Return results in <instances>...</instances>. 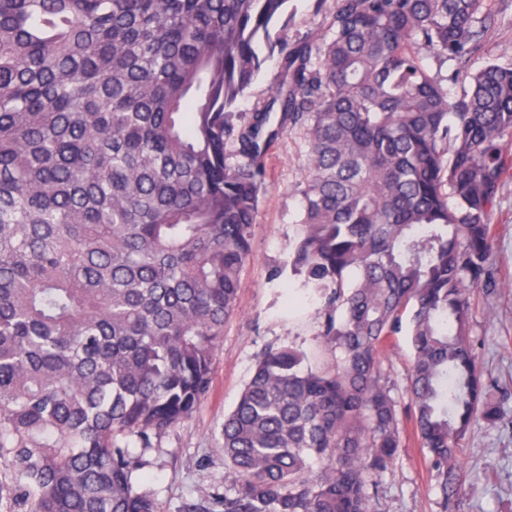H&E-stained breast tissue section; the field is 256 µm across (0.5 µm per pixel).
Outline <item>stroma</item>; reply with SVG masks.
I'll list each match as a JSON object with an SVG mask.
<instances>
[{
    "label": "stroma",
    "mask_w": 512,
    "mask_h": 512,
    "mask_svg": "<svg viewBox=\"0 0 512 512\" xmlns=\"http://www.w3.org/2000/svg\"><path fill=\"white\" fill-rule=\"evenodd\" d=\"M335 0H289L271 27V39L261 42L263 60L237 106L247 118L270 99L279 76V55L272 42L320 40L325 17ZM308 164L305 134L284 132L267 156V179L251 228L252 254L244 268L237 313L224 327V341L212 370L211 390L193 416L140 451L150 486L161 512H186L224 489V417L238 401L257 357L268 347L293 346L305 351L310 363L327 366L334 355L318 335L321 303L305 295L296 308L288 306V270L300 231L301 185ZM495 267L499 286L478 300L473 337L486 373L512 389V178L502 189L495 210ZM281 277H274V270ZM410 351L399 337L380 356V369L405 400ZM463 471L473 493L460 512H512V432L474 426L464 443ZM384 512H440L425 455L414 435H407L393 475L385 479Z\"/></svg>",
    "instance_id": "1"
}]
</instances>
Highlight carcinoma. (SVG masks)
<instances>
[{
    "label": "carcinoma",
    "mask_w": 512,
    "mask_h": 512,
    "mask_svg": "<svg viewBox=\"0 0 512 512\" xmlns=\"http://www.w3.org/2000/svg\"><path fill=\"white\" fill-rule=\"evenodd\" d=\"M287 2L0 0V512H160L133 449L207 397L267 147L297 128L292 269L336 364L265 350L224 492L188 512H381L406 419L456 512L471 428L512 431L472 337L512 177V59L473 68L492 0H336L237 121ZM403 334L404 407L379 368Z\"/></svg>",
    "instance_id": "obj_1"
}]
</instances>
